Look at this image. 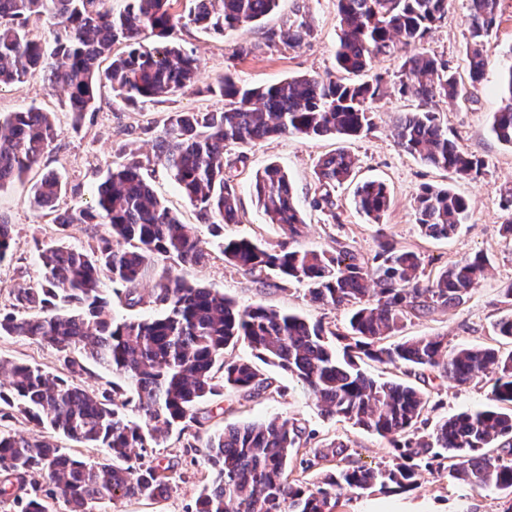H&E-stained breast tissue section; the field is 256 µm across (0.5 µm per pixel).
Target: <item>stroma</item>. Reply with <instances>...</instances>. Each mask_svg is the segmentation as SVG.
Returning a JSON list of instances; mask_svg holds the SVG:
<instances>
[{"mask_svg": "<svg viewBox=\"0 0 512 512\" xmlns=\"http://www.w3.org/2000/svg\"><path fill=\"white\" fill-rule=\"evenodd\" d=\"M298 12L305 14L312 24L313 36L293 48L266 49L267 34ZM500 14V25L484 46L487 67L478 82L469 80L468 0H449L447 15L423 42L425 51L447 62L468 83L466 98L453 103L441 99L434 108L459 147L485 160V175L459 177L425 164L398 145L393 121L397 113L415 111L418 101L400 95L395 89L401 59L391 54L373 64V73L382 75L387 87L384 96L371 106V129L360 137L344 140L273 136L245 146L225 147V155L246 157L237 171L241 218L239 223L225 225V237H247L272 245L284 241L281 227L267 223L261 215L252 189L257 172L268 164H277L292 183L296 206L307 224L301 240L303 246L330 252L343 247L368 260L375 255L380 239L385 238L417 252L429 270L441 269L479 252L488 257V270L464 305L439 309L425 317H407L397 340L441 335L452 346L492 345L505 353L512 351V342L497 338L493 329L501 316L512 312V303L503 296L504 289L512 286V241L502 235L504 213L500 208L501 187L512 186V147L498 142L490 131L493 114L501 104V66L512 52V0H501ZM337 33L336 0H279L278 8L261 23L241 26L221 37L191 25L177 26L174 39L201 61L196 89L139 107L126 104L114 96L110 87L103 86L97 91V111L88 114L77 128L72 125L66 92L51 86L42 72H34L24 83L1 87L0 114L36 108L50 113L59 135L24 180L0 189V217L12 227L10 251L0 261V311L11 310V292L19 281L33 285L40 282L42 273L35 245L56 237L52 216L35 213L27 203L32 184L43 173L56 172L64 182L57 207L62 211L74 210L91 204L94 190L109 167L133 157L148 163L152 172L150 184L156 196L183 223L195 225L202 241L205 261L176 267V274L224 293L242 307L261 304L312 323L345 328L346 311L317 306L303 286L291 284L284 290L264 288L253 278L225 266L208 226L198 223L194 206L170 177L164 163L154 159L152 150V138L162 132L170 112L223 108V98L205 91L219 75L229 73L240 84L255 85L331 72ZM250 44L258 45V52L233 58L234 48ZM341 149L355 160L356 180H379L386 184L391 203L381 223L368 222L356 210L353 187L348 183L332 190L333 213L313 207L312 201L319 194L314 175L317 162ZM426 186L451 187L469 201L470 215L452 238L431 239L421 234L415 222L414 198ZM0 358L37 365L58 376L67 373L55 348L22 337L0 336ZM265 372L284 386V394L246 400L234 391L223 390L200 406L202 415L208 419V433L222 432L233 424L288 419L313 432L317 439L348 443L350 465L374 468L391 463L393 449L386 439L350 422L323 417L304 386L277 368L269 366ZM414 385L429 399L421 425L425 431L447 416L478 410L490 403V382L486 379L466 385L449 379L432 383L418 379ZM204 454V448L188 447L185 437L171 431L146 454L147 459L174 466L164 497L126 500L108 507L107 512H190L198 493L210 481L203 465ZM506 506L505 498L496 490L452 482L445 471L424 468L419 472L416 488L390 493L375 489L348 492L342 495L338 512H503Z\"/></svg>", "mask_w": 512, "mask_h": 512, "instance_id": "stroma-1", "label": "stroma"}]
</instances>
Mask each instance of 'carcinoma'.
Wrapping results in <instances>:
<instances>
[{"instance_id": "cac0c4a2", "label": "carcinoma", "mask_w": 512, "mask_h": 512, "mask_svg": "<svg viewBox=\"0 0 512 512\" xmlns=\"http://www.w3.org/2000/svg\"><path fill=\"white\" fill-rule=\"evenodd\" d=\"M178 0H127L115 13L110 0H0V86L25 82L43 68L52 84L66 88L74 125L96 110L95 88L108 83L127 104L159 102L196 83L199 61L169 41L186 18L203 32L224 31L259 22L278 0H196L187 16L173 11ZM449 0H337L339 33L336 71L343 74L289 77L277 83L242 86L231 74L206 88L224 98V109L176 112L153 140L154 157L166 163L197 218L221 238L224 263L244 274L276 278L257 282L286 289L297 282L322 306L350 312L345 332L311 324L304 318L262 305L239 307L230 298L191 284L174 267L201 263L206 254L196 226L184 224L155 195L132 158L111 167L88 209L56 219L57 239L36 244L42 280L13 291L14 309H38L36 318L0 313V336L26 337L63 355L71 377L37 365L0 361V419L18 414L58 432L83 447L99 448L96 461L69 455L43 438L0 431V499L17 512H52L61 502L68 512H97L102 503L157 499L167 490L169 468L134 462L139 452L159 445L170 430L197 441L205 417L197 405L224 388L245 398L277 392L271 378L248 361H227L224 349L247 344L256 358L299 381L321 414L340 418L389 440L398 452L389 466L343 467L318 482L290 477V464L312 435L289 422L244 423L206 436L205 467L212 474L192 512H335L345 491L382 492L417 486L421 467L447 472L451 481L493 487L512 497V351L493 346L448 347L440 336H416L399 343L386 339L407 316L425 317L438 308H456L485 276L482 254L436 274L425 272L416 252L388 240L379 243L372 262L347 249L334 253L256 240L224 238V225L239 223L234 169L244 156H224L229 144H248L272 135L350 139L372 126L370 105L384 95L383 78L356 82L345 75L371 69L379 56L403 52L398 93L418 98L420 108L395 119L400 147L422 162L459 176L478 177L484 161L463 152L448 136L432 103L467 95L465 84L447 63L420 50L427 34L445 14ZM470 78L484 75L483 42L499 26V0H468ZM45 13L57 19L52 47L30 37L28 23ZM151 31L156 41L145 44ZM300 15L272 31L265 47H295L312 35ZM116 44L125 51L105 69L100 59ZM507 94L493 115L491 132L512 146V57L506 64ZM58 137L49 113L34 108L0 116V189L23 178ZM354 158L340 150L318 161L315 179L325 193L313 207L332 209L330 190L354 179ZM63 191L60 177L48 172L28 198L36 213L51 210ZM253 192L270 224L299 242L305 221L295 206L286 174L275 164L256 175ZM509 212L502 224L512 238V189L500 192ZM390 202L377 181L357 184L355 208L379 224ZM468 201L449 188L424 187L415 198L420 232L449 238L467 219ZM102 227L88 250L64 243L74 224ZM171 264L156 269L159 260ZM157 279L154 318H124L112 297L127 307L139 303L140 281ZM109 370L110 388L89 390L77 382L84 367L71 354ZM368 358L405 376L437 372L459 384L494 373L493 405L465 411L419 431L428 397L413 386L365 374L358 360ZM135 413L138 420L130 418ZM332 442L301 460L308 471L320 461L346 453ZM36 474L38 481L28 477Z\"/></svg>"}]
</instances>
